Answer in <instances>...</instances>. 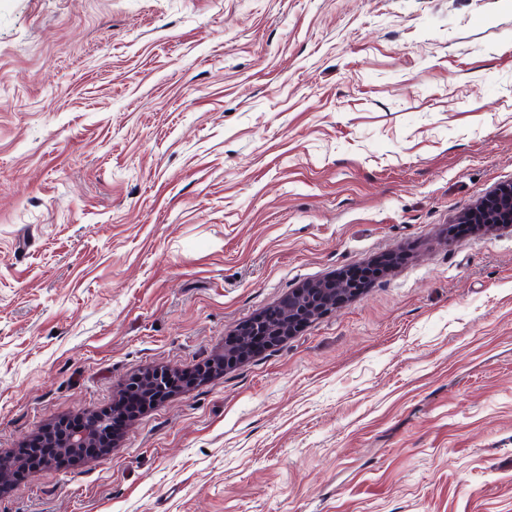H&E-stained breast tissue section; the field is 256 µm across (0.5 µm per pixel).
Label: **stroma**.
Here are the masks:
<instances>
[{
  "label": "stroma",
  "mask_w": 512,
  "mask_h": 512,
  "mask_svg": "<svg viewBox=\"0 0 512 512\" xmlns=\"http://www.w3.org/2000/svg\"><path fill=\"white\" fill-rule=\"evenodd\" d=\"M512 0H0V457L358 296L0 512H512ZM460 220L467 224H457L459 237L481 231L475 224H512V184L499 187ZM405 260L404 253H397L381 257L371 263L349 268L345 272L352 277H359L366 284L382 276L390 268L399 265ZM355 286L353 280L341 277L298 288L288 297L284 311L268 319L257 317L246 325L242 336H267L273 340L287 332L291 336L315 316L337 307L336 297L357 292ZM172 373L166 369H154L146 391L148 398L152 400L164 399L171 385Z\"/></svg>",
  "instance_id": "35a3bbf8"
}]
</instances>
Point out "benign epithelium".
Returning a JSON list of instances; mask_svg holds the SVG:
<instances>
[{"label": "benign epithelium", "mask_w": 512, "mask_h": 512, "mask_svg": "<svg viewBox=\"0 0 512 512\" xmlns=\"http://www.w3.org/2000/svg\"><path fill=\"white\" fill-rule=\"evenodd\" d=\"M467 224H512V184L499 187L493 194L462 216ZM357 292L355 282L347 277L328 279L307 288L296 289L284 310L268 319L256 318L246 325L245 336H267L276 339L293 335L314 317L336 306V297ZM172 372L155 369L152 372L147 397L165 398L171 385ZM110 418L100 413L83 430L66 435L59 443L61 452L71 448H93L101 435L109 432Z\"/></svg>", "instance_id": "1"}]
</instances>
